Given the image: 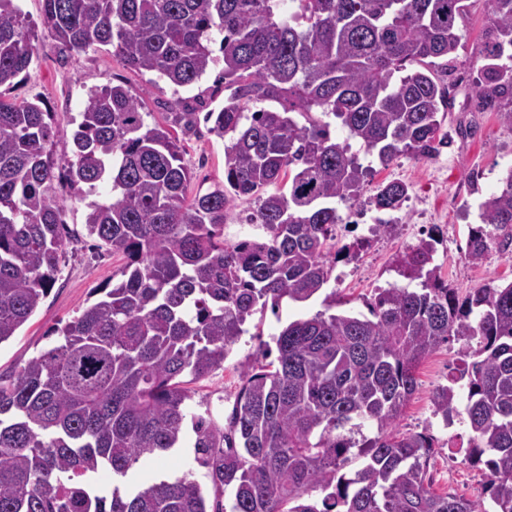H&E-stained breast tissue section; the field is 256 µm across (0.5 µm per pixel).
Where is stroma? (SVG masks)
I'll use <instances>...</instances> for the list:
<instances>
[{
	"mask_svg": "<svg viewBox=\"0 0 512 512\" xmlns=\"http://www.w3.org/2000/svg\"><path fill=\"white\" fill-rule=\"evenodd\" d=\"M20 6L37 23L36 34L44 48L34 55L17 84L0 89V97L36 102L48 112L57 162L71 155L72 134L91 90L112 83L126 84L141 101L150 125L172 121L177 112L205 113L219 110L224 104L228 92L221 65L212 66L191 86L177 89L163 81L154 82L152 74L128 69L111 47L94 45L78 53L61 50L51 33L39 25L42 0H20ZM486 24V12L479 0L457 22L461 47L444 76L453 88V99L441 124L448 134V146L430 158L402 154L386 166L362 153L360 146H353L361 163L372 166L373 175L356 201L338 204L341 221L336 226L335 243L341 246L362 237L366 240L364 247L355 260L336 264L324 292L302 303L283 300L275 313L254 314L246 324L247 335L232 347L223 367L199 378L183 376V386L190 394L189 412L207 414L218 424H226L242 385V366L256 359L260 342L279 334L288 322L325 310L328 293L336 295V312L367 314L377 288L399 282L395 261L417 244L420 227L440 234L442 243L437 247L435 263L442 278L459 295L489 283L512 282V251L494 247L482 261L474 262L468 259L466 249L469 227L480 221L481 202L498 190L502 175L512 168V128L504 125L496 112L482 108L477 94L483 64L479 52ZM176 134L183 147V161L192 174L190 193H204L223 184V141L202 123L189 130L177 128ZM386 181L407 184L409 194L399 210L387 215L392 231L371 235L366 227L372 224L376 212L370 200L377 186ZM56 193L71 240L45 299L15 336L0 343V377L6 379L48 348L57 328L98 299L100 288L121 278L123 256L96 247L87 238V208L77 191L62 181L57 183ZM465 347V341L449 340L420 363L417 390L397 425L407 433L427 432L433 436L435 448L427 465L433 491L477 501L486 497L484 469L472 466L457 451L458 445L468 440L469 428L462 422L443 427L441 419L433 417L431 403L434 392L449 385ZM194 439L191 425H184L181 447L135 465L133 473L138 483L145 485L161 473L174 472L191 474L202 487H209L204 469L194 461Z\"/></svg>",
	"mask_w": 512,
	"mask_h": 512,
	"instance_id": "35a3bbf8",
	"label": "stroma"
}]
</instances>
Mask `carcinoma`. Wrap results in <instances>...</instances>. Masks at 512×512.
Wrapping results in <instances>:
<instances>
[{
  "label": "carcinoma",
  "instance_id": "1",
  "mask_svg": "<svg viewBox=\"0 0 512 512\" xmlns=\"http://www.w3.org/2000/svg\"><path fill=\"white\" fill-rule=\"evenodd\" d=\"M489 15L478 95L512 127V0ZM467 0H43L42 24L63 48L112 46L128 68L175 87L224 62V106L206 113L224 144V184L187 193L190 171L169 129L145 123L121 84L90 91L64 170L52 158L47 113L0 97V343L53 286L69 238L54 182L87 203L85 230L125 257L122 280L59 331L55 345L0 379V512H488L427 481L433 438L397 421L421 361L464 340L459 405L436 390L433 414L466 419L469 458L487 466L495 510L512 512V282L459 296L432 265L430 236L398 263L419 290L378 289L370 316L320 312L274 338L276 362L250 364L228 423L192 416L190 474L120 486L142 459L179 447L189 395L180 378L224 365L253 314L310 299L330 278L336 201H354L370 168L350 141L388 165L448 144L438 113L450 86L435 62L457 57ZM223 35L213 55V34ZM37 35L14 0H0V87L30 65ZM339 125L340 141L331 134ZM406 184L378 186L396 210ZM260 240L230 244L224 223ZM467 255L512 247V170L480 205ZM476 345H470L471 341ZM117 484L95 482L102 472Z\"/></svg>",
  "mask_w": 512,
  "mask_h": 512
}]
</instances>
